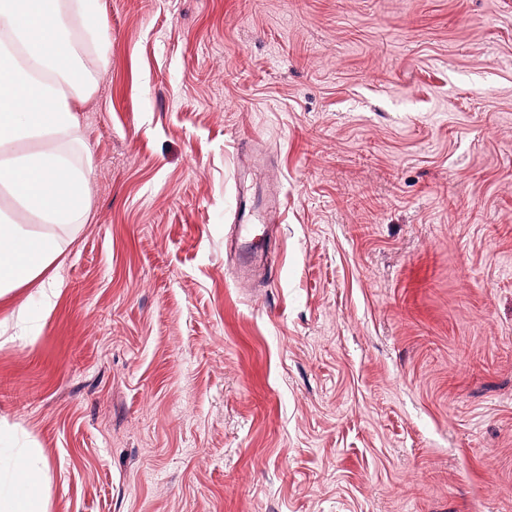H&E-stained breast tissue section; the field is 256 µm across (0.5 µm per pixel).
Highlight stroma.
Segmentation results:
<instances>
[{"instance_id": "35a3bbf8", "label": "stroma", "mask_w": 512, "mask_h": 512, "mask_svg": "<svg viewBox=\"0 0 512 512\" xmlns=\"http://www.w3.org/2000/svg\"><path fill=\"white\" fill-rule=\"evenodd\" d=\"M101 4L0 469L47 512H512V0ZM64 282L63 269L60 266L55 268L51 277L41 282L38 297L44 310H50L54 306ZM16 450L17 462L7 474H0L1 512H45L41 490L43 468L24 448ZM13 449V450H14Z\"/></svg>"}]
</instances>
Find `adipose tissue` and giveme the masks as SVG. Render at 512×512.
Returning a JSON list of instances; mask_svg holds the SVG:
<instances>
[{
	"label": "adipose tissue",
	"instance_id": "1",
	"mask_svg": "<svg viewBox=\"0 0 512 512\" xmlns=\"http://www.w3.org/2000/svg\"><path fill=\"white\" fill-rule=\"evenodd\" d=\"M67 12L106 59L101 0H0V196L14 208L10 216L0 210V299L36 281L46 310L65 282L53 230L80 223L87 209L89 173L70 165L66 144L90 83L72 65L75 39L60 33ZM33 218L50 232L32 231ZM16 457L0 477V512H45L42 466L26 449Z\"/></svg>",
	"mask_w": 512,
	"mask_h": 512
}]
</instances>
